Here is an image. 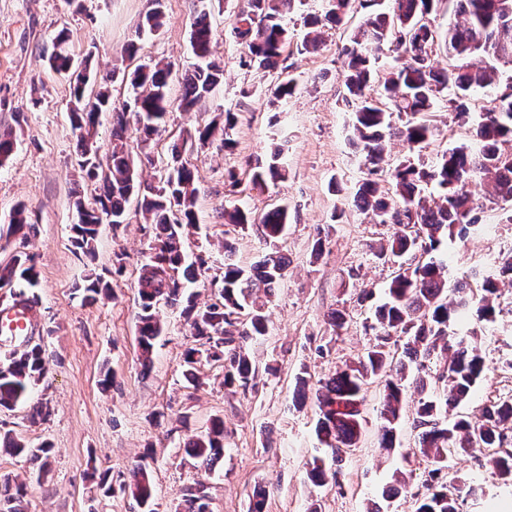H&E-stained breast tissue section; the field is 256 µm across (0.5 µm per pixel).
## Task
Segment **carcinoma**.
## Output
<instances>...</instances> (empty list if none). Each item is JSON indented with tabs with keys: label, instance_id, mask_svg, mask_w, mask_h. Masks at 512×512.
<instances>
[{
	"label": "carcinoma",
	"instance_id": "1",
	"mask_svg": "<svg viewBox=\"0 0 512 512\" xmlns=\"http://www.w3.org/2000/svg\"><path fill=\"white\" fill-rule=\"evenodd\" d=\"M302 2L246 0V6L233 18L232 34L245 49L249 62L263 71H278L276 81L267 89L268 104L274 108L286 104L297 88L296 79L281 62L288 42L285 18ZM335 2L333 8L324 7L321 13L304 17L310 28L305 49H318L323 23H343L354 0ZM387 2L388 9L367 14L342 47V97L353 106L352 141L367 169L353 195L354 206L380 224H394L387 243L374 255L397 262L401 269L386 289V301L375 309V322L368 325L373 338L367 348L318 382L314 393L318 409L315 431L322 450L331 454V464L340 462L343 453L358 447L366 431L365 395L368 386L377 381L383 392L379 447H396L397 429L405 413V382L410 366H415L413 384L422 398L414 408L413 426L418 430L419 453L425 462L427 489L431 490L416 500V512H460L465 484L453 478L442 480L448 456L479 452L493 464L503 481L512 482V395L484 406L477 421L462 413L447 420L448 407L466 402L488 370L477 331L458 334L452 327L471 308L479 321H497L502 312L498 280L512 279V252L498 258L494 273L474 271V276L480 277L474 288L467 281L448 284L442 252L448 240L464 239L470 234L480 223L484 209L512 201V82L496 92L490 107L472 124L471 142L443 153L432 165L410 154L404 156L390 171L392 192L382 193L376 175L381 170L386 140L396 138L411 152L427 143L434 128L418 115L431 111L438 95L450 83L455 87L450 108L463 124L471 116L472 93L498 86L497 67L492 65L463 64L444 72L434 69L430 53L436 44V32L420 25V20L432 13L436 0ZM458 9L462 20L448 29L444 40L448 56L459 60L485 56L512 66V0H458ZM163 24V0H150L143 29L156 33ZM213 40V30L203 13L191 24L193 55L201 60L209 58ZM68 41L66 31L58 32L48 64L69 80L74 103L71 120L78 131V165L89 180L100 184V193L92 202L75 203L74 246L84 253L91 251L100 226L126 223L128 205L137 200L145 219L155 227L151 252L138 268L136 280L142 371L150 370L156 339L163 332L157 308L164 304L180 308L191 329L194 344L185 350L187 365L196 363L202 355L222 360L224 386L249 388L259 375V367L250 357L249 342L268 332L264 309L288 275V257L274 249L246 270L232 259L234 244L224 241V271L221 279L210 281L217 287V294L199 307L196 295L186 291L185 282L202 275L208 269L207 260L200 256L186 263L182 245L185 229L196 223L198 192L193 170L183 153L217 134L223 136L224 147H231L234 113L226 111L222 128L208 123L187 133L181 145L172 149L171 162L159 171L157 184L146 185L125 139L133 128L147 146L159 132L172 106L170 65H139L128 75L135 91L133 109L129 111L125 104L114 105L106 88L116 72L96 76L91 69L92 54L75 59ZM384 45L393 53L394 65L378 80L384 99L379 104L368 98L366 90L376 74L375 52ZM220 79V70L210 62L195 67L184 80L179 106L185 110L206 107ZM103 112L112 113L113 137L111 152L104 160L98 156L96 140ZM280 157L281 149L276 147L256 163L251 190L262 193L269 184L286 179L288 171ZM478 181L486 185V194L480 199L471 192V186ZM428 184L433 185L435 194H424ZM222 217L224 223L241 232L257 227L272 244L283 237L291 220L285 206L267 211L258 221L250 211L239 207L224 211ZM31 229L25 205L16 206L6 235L25 241ZM37 278L33 259L24 251L0 265V288L10 289L16 305L37 308V296L27 292ZM108 288V283L96 276L88 278L79 291L82 300L95 302L107 294ZM395 336L406 338L400 354L392 347ZM44 374L42 343L30 339L24 349L10 351L6 362L0 364V407L11 409L25 402ZM0 447L12 455L35 459H46L51 451L46 443L30 448L10 435L0 436ZM184 448L190 459L213 470L224 456V420L214 419L207 431L193 435ZM338 474L339 470L327 468L325 459L317 456L307 470V477L314 484H322L330 477L336 479ZM121 490L143 512H151L154 488L147 466H134ZM24 496L23 485L0 476V512H24ZM209 505L203 483L186 488L183 512H210Z\"/></svg>",
	"mask_w": 512,
	"mask_h": 512
}]
</instances>
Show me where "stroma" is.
Listing matches in <instances>:
<instances>
[{"label": "stroma", "instance_id": "stroma-1", "mask_svg": "<svg viewBox=\"0 0 512 512\" xmlns=\"http://www.w3.org/2000/svg\"><path fill=\"white\" fill-rule=\"evenodd\" d=\"M243 0H163L166 23L157 33L141 31L148 0H84L82 6L65 0H0V131H12L16 147L0 166V224H6L18 203H26L34 226L27 243L0 237V264L17 250L33 256L39 299L37 336L46 350V374L34 386L27 403L0 409V433H11L30 445L49 441L52 453L46 467L0 451V474L25 482L27 512H138L135 501L98 489L92 471L109 472L113 483L126 479L131 466L144 460L152 473L154 512H178L185 488L196 480L208 485L211 512H250L255 489H262L264 512H367L371 505L383 512H414L417 493L423 492V466L417 433L411 419H403L396 448H379L377 426L381 407L379 385H371L364 403L368 425L358 448L341 463L344 487L313 485L306 477L318 441L313 399L298 401L296 378L310 383L329 377L337 366L361 354L368 343L366 324L384 298L395 265L378 260L372 243L387 239L391 228L357 210L352 190L366 169L351 144L352 118L342 101L338 76L340 46L362 21L354 8L340 25L323 29L322 44L303 48L307 29L303 18L320 9L321 0H305L288 23L285 65L298 78L284 120L288 142L284 161L288 177L266 193L249 191L257 159L272 145V114L265 95L271 73L244 65L245 51L231 35L230 24ZM206 13L215 33L211 60L224 70L208 112H169L164 128L148 149L132 147L133 158L151 154L142 179L153 183L156 167L165 165L171 147L183 131L211 120L223 111L234 112L236 145L225 150L221 137L185 155L198 187L197 222L185 239L189 258L204 256L212 274L224 262L223 210L241 207L263 213L287 205L291 220L278 243L289 260L288 275L269 309V331L251 345L259 365L274 366L260 374L255 389L242 391L224 385L222 363L200 359L198 383L184 377V352L193 341L179 310L162 306L165 326L155 345L149 373L137 360L138 304L134 288L138 267L153 240L137 205H129L128 222L119 228L103 225L94 257L72 244L77 220L76 199L92 200L99 187L85 179L76 157L77 134L70 120L71 94L66 79L50 70L48 57L61 29L71 34L75 57L93 53V66L106 72L121 66L130 43H137L136 60L172 65L171 98L183 92V78L195 59L190 49L194 18ZM250 96H242V89ZM425 120L435 135L422 151L427 161L469 139L467 127L457 123L445 101ZM235 171L242 190L229 194L226 171ZM328 227L329 237L320 260H312L314 230ZM448 279L456 281L480 264L512 250V224L497 212L482 215V224L468 237L449 240ZM128 255L122 276L112 273L114 252ZM101 274L112 286L110 297L89 303L77 287L89 272ZM371 290L373 298L357 303L355 289ZM343 309L350 318L333 331L327 315ZM493 334L486 348L490 370L477 383L466 412L478 413L483 403L512 394V313L503 312L487 325ZM114 373L111 388L102 389L105 373ZM46 415L32 419L33 407ZM224 421V459L212 473L185 458L183 441L189 432L206 430L213 419ZM406 474L407 487L391 499L382 494L393 484L395 472ZM450 475L480 485L467 497L461 512H512V486L503 484L491 465L474 456L448 458Z\"/></svg>", "mask_w": 512, "mask_h": 512}]
</instances>
